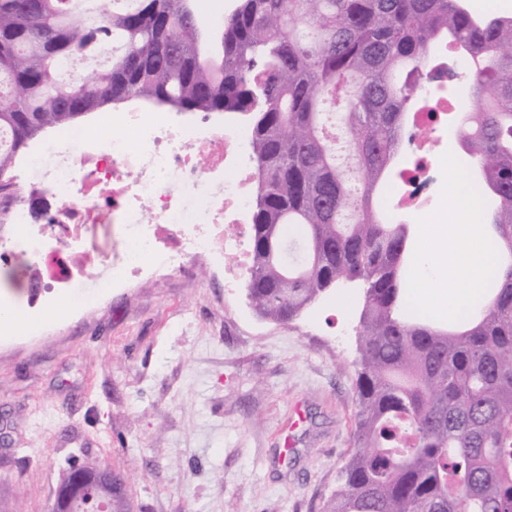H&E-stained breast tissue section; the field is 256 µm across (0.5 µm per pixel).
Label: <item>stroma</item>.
<instances>
[{
    "label": "stroma",
    "instance_id": "stroma-1",
    "mask_svg": "<svg viewBox=\"0 0 512 512\" xmlns=\"http://www.w3.org/2000/svg\"><path fill=\"white\" fill-rule=\"evenodd\" d=\"M46 313L0 337V512H51L73 464L122 479L126 512H323L355 451L359 284L261 319L212 263L69 293L9 284Z\"/></svg>",
    "mask_w": 512,
    "mask_h": 512
}]
</instances>
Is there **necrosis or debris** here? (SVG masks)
<instances>
[{"mask_svg": "<svg viewBox=\"0 0 512 512\" xmlns=\"http://www.w3.org/2000/svg\"><path fill=\"white\" fill-rule=\"evenodd\" d=\"M469 63L448 66L440 44L421 85L420 105L407 114L409 164L387 188V217H421L438 203L443 183V139L461 100H449V84L464 87ZM250 134L199 123L172 124L157 112H116L94 131L73 130L31 154L19 183L0 197V264L22 261L30 287L83 288L75 261L86 232L105 227L108 246L96 259L112 284L146 271L184 269L196 261L232 258L224 270L232 286L247 268L253 180L246 162ZM38 194L41 208L27 198Z\"/></svg>", "mask_w": 512, "mask_h": 512, "instance_id": "4bbe7bcc", "label": "necrosis or debris"}]
</instances>
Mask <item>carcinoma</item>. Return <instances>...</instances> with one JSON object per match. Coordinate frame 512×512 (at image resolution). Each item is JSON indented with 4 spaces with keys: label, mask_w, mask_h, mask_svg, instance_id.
Returning <instances> with one entry per match:
<instances>
[{
    "label": "carcinoma",
    "mask_w": 512,
    "mask_h": 512,
    "mask_svg": "<svg viewBox=\"0 0 512 512\" xmlns=\"http://www.w3.org/2000/svg\"><path fill=\"white\" fill-rule=\"evenodd\" d=\"M0 0V191L17 153L79 108L128 99L251 115L256 313L283 322L360 281L357 448L324 512H512V20L465 0H236L218 38L197 0ZM473 64L459 136L495 200L503 276L464 319L407 309L412 237L373 206L441 41ZM112 63L72 98L70 63Z\"/></svg>",
    "instance_id": "1"
}]
</instances>
